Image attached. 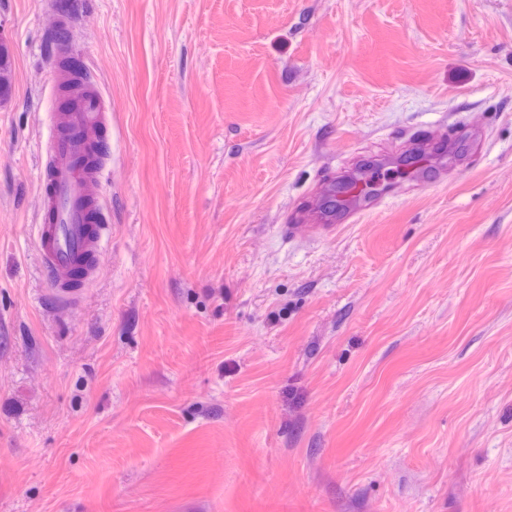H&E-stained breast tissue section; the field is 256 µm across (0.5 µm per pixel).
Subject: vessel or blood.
I'll list each match as a JSON object with an SVG mask.
<instances>
[{
	"mask_svg": "<svg viewBox=\"0 0 512 512\" xmlns=\"http://www.w3.org/2000/svg\"><path fill=\"white\" fill-rule=\"evenodd\" d=\"M74 103L55 113L49 151L41 168V205L36 226L39 260L63 298L90 281L105 249L98 221L103 159L89 151L90 136L107 122L104 104L90 88L73 89Z\"/></svg>",
	"mask_w": 512,
	"mask_h": 512,
	"instance_id": "vessel-or-blood-1",
	"label": "vessel or blood"
}]
</instances>
